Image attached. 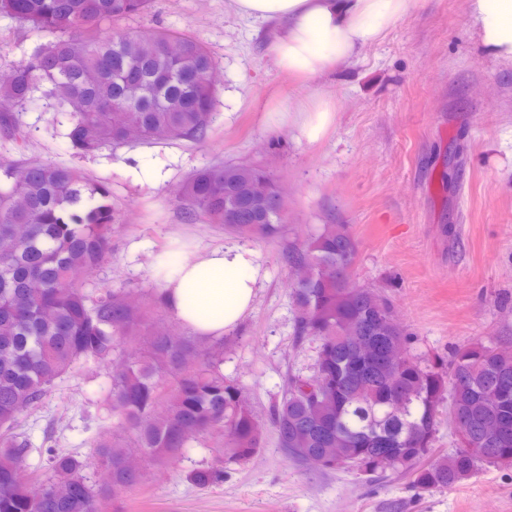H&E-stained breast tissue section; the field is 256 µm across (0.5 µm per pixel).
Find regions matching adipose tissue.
Masks as SVG:
<instances>
[{
  "instance_id": "ef3b65f1",
  "label": "adipose tissue",
  "mask_w": 512,
  "mask_h": 512,
  "mask_svg": "<svg viewBox=\"0 0 512 512\" xmlns=\"http://www.w3.org/2000/svg\"><path fill=\"white\" fill-rule=\"evenodd\" d=\"M414 0H235L245 18L276 20L282 30L271 46L280 71L302 80L332 73L380 42L410 12ZM471 15L481 50L512 60V0H472ZM329 96L298 110L279 108L307 142L320 141L334 122ZM265 273L256 250L230 244L180 261L163 292L170 316L196 335L219 338L251 309Z\"/></svg>"
}]
</instances>
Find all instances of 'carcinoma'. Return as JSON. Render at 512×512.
Segmentation results:
<instances>
[{"label":"carcinoma","instance_id":"cac0c4a2","mask_svg":"<svg viewBox=\"0 0 512 512\" xmlns=\"http://www.w3.org/2000/svg\"><path fill=\"white\" fill-rule=\"evenodd\" d=\"M154 0H0V16L52 36L30 60L0 74V127L25 132L15 112L35 94L69 121L72 148L205 138L213 121L217 64L205 46L171 32L131 33L112 21L148 10ZM179 194L210 224L275 237L284 223L283 191L263 170L210 165ZM110 191L76 169L50 161L0 167V512H109L145 471L130 465L128 445H97V483L70 453L46 449L50 476L40 497L16 479L32 452L19 431L55 380L81 360H109L127 346L112 374L111 411L142 456L177 459L216 427V450L241 465L263 447V425L240 384L224 375V340L202 348L172 328L150 324L165 306L146 293L131 300L87 288L111 251ZM356 242L346 224H325L288 247V266L310 270L291 285L294 335L318 343L314 371L290 373L271 423L279 446L298 460L331 469L393 471L416 489L454 487L481 465L512 466V443L496 434L512 420V353L490 341L458 348L448 370L407 353V331L379 292L356 284ZM377 344L404 353L398 363L355 374L348 364ZM457 420L459 448L430 458L440 407ZM224 470L189 475L198 487Z\"/></svg>","mask_w":512,"mask_h":512}]
</instances>
